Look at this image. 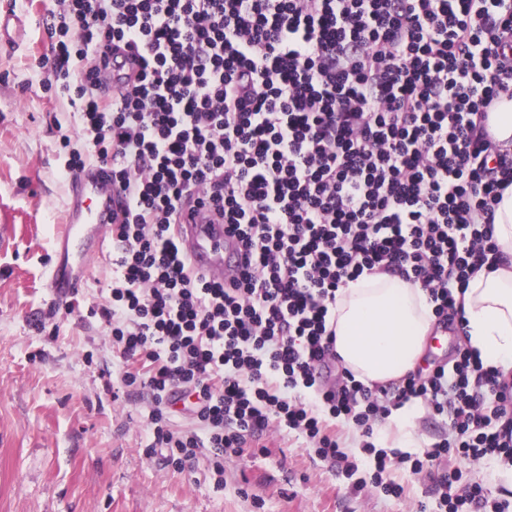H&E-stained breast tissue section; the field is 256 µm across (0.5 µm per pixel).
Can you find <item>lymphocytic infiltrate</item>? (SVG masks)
<instances>
[{
	"mask_svg": "<svg viewBox=\"0 0 512 512\" xmlns=\"http://www.w3.org/2000/svg\"><path fill=\"white\" fill-rule=\"evenodd\" d=\"M46 97L76 174L87 157L126 194L112 223L99 317L139 397L147 455L216 478L271 430L295 431L345 479L360 468L338 424L361 431L371 482L448 465L436 512H512L467 466L512 469V376L456 344L388 387L334 370L336 293L364 272L420 284L438 325L463 328L468 283L498 252L495 210L512 155L487 131L512 97V0H46ZM121 83L103 88V72ZM215 214L247 265L226 286L191 271L183 208ZM448 422L417 453L376 447L409 403ZM182 412L186 425L175 424Z\"/></svg>",
	"mask_w": 512,
	"mask_h": 512,
	"instance_id": "1",
	"label": "lymphocytic infiltrate"
}]
</instances>
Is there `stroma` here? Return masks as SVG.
Masks as SVG:
<instances>
[{
	"instance_id": "1",
	"label": "stroma",
	"mask_w": 512,
	"mask_h": 512,
	"mask_svg": "<svg viewBox=\"0 0 512 512\" xmlns=\"http://www.w3.org/2000/svg\"><path fill=\"white\" fill-rule=\"evenodd\" d=\"M26 16L23 41L0 43V512H415L434 506L435 478L395 471L402 500L362 492L296 434H270L225 464L215 487L204 459L183 470L145 454L138 405L114 396L120 354L90 306L104 303L112 253L92 264L72 314L48 319L45 287L65 225L56 122L67 100H47L34 57L47 53L42 0H0Z\"/></svg>"
}]
</instances>
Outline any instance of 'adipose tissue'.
Returning a JSON list of instances; mask_svg holds the SVG:
<instances>
[{"mask_svg":"<svg viewBox=\"0 0 512 512\" xmlns=\"http://www.w3.org/2000/svg\"><path fill=\"white\" fill-rule=\"evenodd\" d=\"M499 257L492 270L473 277L463 297L468 345L484 364L512 370V187L495 213ZM334 350L356 380L372 385L397 382L421 364L435 317L419 285L384 272L365 274L336 293L331 311ZM416 411L405 405L388 417L381 443L395 448L419 445Z\"/></svg>","mask_w":512,"mask_h":512,"instance_id":"1","label":"adipose tissue"}]
</instances>
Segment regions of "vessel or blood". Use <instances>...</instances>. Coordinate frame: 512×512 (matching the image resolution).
<instances>
[{
  "mask_svg": "<svg viewBox=\"0 0 512 512\" xmlns=\"http://www.w3.org/2000/svg\"><path fill=\"white\" fill-rule=\"evenodd\" d=\"M112 183L103 167H85L72 177L66 229L58 237V258L47 285L60 297L73 294L92 260L99 257L112 228ZM181 251L190 268L215 282H230L238 272L234 240L225 238L224 227L196 219L174 227Z\"/></svg>",
  "mask_w": 512,
  "mask_h": 512,
  "instance_id": "1",
  "label": "vessel or blood"
}]
</instances>
